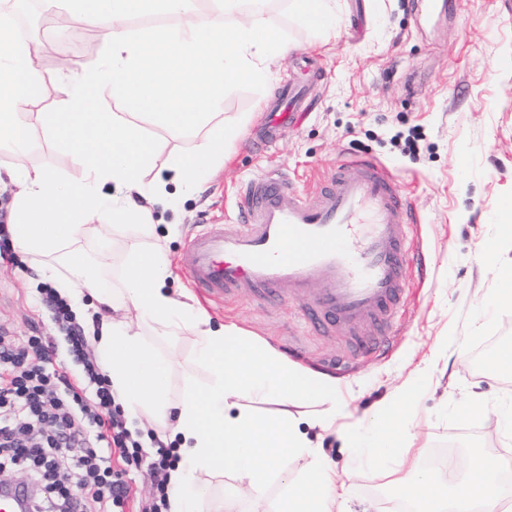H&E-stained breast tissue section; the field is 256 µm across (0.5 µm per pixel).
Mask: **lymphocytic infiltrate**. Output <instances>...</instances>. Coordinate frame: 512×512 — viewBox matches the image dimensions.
<instances>
[{"label": "lymphocytic infiltrate", "mask_w": 512, "mask_h": 512, "mask_svg": "<svg viewBox=\"0 0 512 512\" xmlns=\"http://www.w3.org/2000/svg\"><path fill=\"white\" fill-rule=\"evenodd\" d=\"M42 303L64 322L67 358L39 335L0 336V480L29 468L45 481L33 512H125L135 501L130 469L148 466L153 494L139 512H167L166 475L177 460L145 450L113 412L108 379L88 355L85 329L49 288Z\"/></svg>", "instance_id": "1"}]
</instances>
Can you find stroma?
<instances>
[{
  "instance_id": "stroma-1",
  "label": "stroma",
  "mask_w": 512,
  "mask_h": 512,
  "mask_svg": "<svg viewBox=\"0 0 512 512\" xmlns=\"http://www.w3.org/2000/svg\"><path fill=\"white\" fill-rule=\"evenodd\" d=\"M57 10L36 0L25 15L23 35L55 51L39 62L49 109L59 105L60 66L83 72L107 49L99 31L81 20L60 26ZM453 10L449 19L416 15L413 0H337L335 30L318 37L290 0H269L265 16L290 49L272 60L270 84L246 83L225 92V122L251 120L243 140L199 190L179 194L172 207L155 211L156 223L180 229L168 244V286L197 296L180 266L187 243L204 225L235 222L240 193L256 175H286L313 202L322 179L343 156L365 154L382 162L409 198L415 257L404 272L408 297L380 331L389 339L382 351L367 352L343 334L313 328L289 294L229 302L198 296L215 322L235 324L336 379L342 410L335 430L315 425L319 403L300 413L312 443L349 486L350 512H359L365 502L375 512H390L383 494L392 483L390 477L357 470L345 433L365 427L426 359H434L435 366L413 414L410 455L425 462L447 452L449 441L471 433L512 457V435L501 432L495 420L512 402V375L480 368L476 361L489 342L512 344V306L497 299L484 249L506 219L503 202L512 199V0H454ZM286 84L303 90V104L273 142L262 143L264 107ZM140 122L159 144L151 175L164 180L170 161L192 152L206 133L202 127L168 129L147 116ZM24 162L63 181L75 175L68 152L38 130ZM14 193L13 185L0 186V329L58 342L63 335L40 302L41 289L53 282L40 271V257L22 255L10 238ZM380 332L369 324L362 329L369 339ZM156 346L173 362L170 398L180 396L186 378L208 381L191 337H167ZM465 403L484 406L488 419L477 423L463 416L459 408Z\"/></svg>"
}]
</instances>
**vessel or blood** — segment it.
Returning a JSON list of instances; mask_svg holds the SVG:
<instances>
[{"mask_svg":"<svg viewBox=\"0 0 512 512\" xmlns=\"http://www.w3.org/2000/svg\"><path fill=\"white\" fill-rule=\"evenodd\" d=\"M300 100V91L284 88L267 110L268 128L280 129ZM242 203V223L215 224L190 239L183 268L195 288L228 300L287 287L324 315L329 331L355 335L366 322L386 324L406 288L411 207L382 164L361 155L341 160L314 203L286 177L260 175ZM358 225L361 246L352 253L343 242ZM313 279L323 287L311 298L305 286Z\"/></svg>","mask_w":512,"mask_h":512,"instance_id":"vessel-or-blood-1","label":"vessel or blood"}]
</instances>
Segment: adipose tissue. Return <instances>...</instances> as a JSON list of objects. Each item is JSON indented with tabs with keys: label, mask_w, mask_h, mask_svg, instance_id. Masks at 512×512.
I'll return each mask as SVG.
<instances>
[{
	"label": "adipose tissue",
	"mask_w": 512,
	"mask_h": 512,
	"mask_svg": "<svg viewBox=\"0 0 512 512\" xmlns=\"http://www.w3.org/2000/svg\"><path fill=\"white\" fill-rule=\"evenodd\" d=\"M216 2L222 20L177 32L153 28L135 37L125 26L128 18L183 16L193 13L196 0H67L70 12L106 25L108 50L94 68L59 80L61 106L55 110L41 105L37 45L18 41L13 27L0 22V142L21 154L32 130L40 129L68 150L76 169L66 183L43 169H8V179L19 187L12 240L23 254L76 268L82 264L79 242L92 223L111 225L116 233L136 228L118 282L63 275L57 291L72 297L85 290L99 305L134 310L141 325L159 336L190 335L199 362L209 369L208 384L186 383L172 405L169 359L117 324L102 326L94 338L116 402L132 413L148 404L159 418L174 420L171 438L182 462L168 476L170 512H204L210 495L205 475L231 471L234 482L225 496L238 499L259 492L272 470L305 457L311 466L301 479L285 483L274 512H341L347 489L317 455L293 411L302 402L320 401L325 410L319 425L331 430L341 407L335 379L302 369L236 325H212L206 310L175 299L167 287L168 248L155 234L153 205L169 202L167 183L198 187L223 164L240 135L237 127L215 119L225 87L270 80L268 60L286 50L261 13L249 12L239 22L242 0ZM107 86L124 111H103L100 92ZM140 115L169 128L208 127L192 153L171 161L170 181L146 178L158 146L137 123ZM142 233L150 242L139 241ZM257 400L274 401L280 409L259 413L253 407Z\"/></svg>",
	"instance_id": "1"
}]
</instances>
